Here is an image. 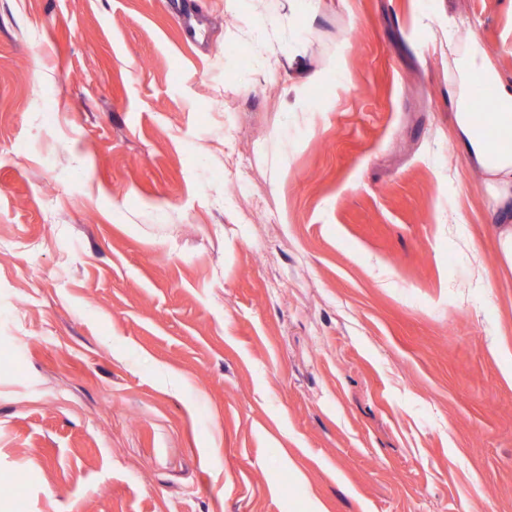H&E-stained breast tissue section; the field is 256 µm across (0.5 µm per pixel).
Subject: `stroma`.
I'll return each mask as SVG.
<instances>
[{"instance_id":"stroma-1","label":"stroma","mask_w":512,"mask_h":512,"mask_svg":"<svg viewBox=\"0 0 512 512\" xmlns=\"http://www.w3.org/2000/svg\"><path fill=\"white\" fill-rule=\"evenodd\" d=\"M452 15L512 80V0H0V512H512Z\"/></svg>"}]
</instances>
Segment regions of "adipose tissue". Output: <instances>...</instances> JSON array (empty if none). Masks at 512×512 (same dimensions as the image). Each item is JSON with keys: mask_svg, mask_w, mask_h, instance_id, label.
Listing matches in <instances>:
<instances>
[{"mask_svg": "<svg viewBox=\"0 0 512 512\" xmlns=\"http://www.w3.org/2000/svg\"><path fill=\"white\" fill-rule=\"evenodd\" d=\"M451 116L466 164L482 172L491 212L512 210V81L501 78L489 62V52L477 33L464 43L449 42ZM496 89L497 109L472 108L479 85Z\"/></svg>", "mask_w": 512, "mask_h": 512, "instance_id": "adipose-tissue-1", "label": "adipose tissue"}]
</instances>
